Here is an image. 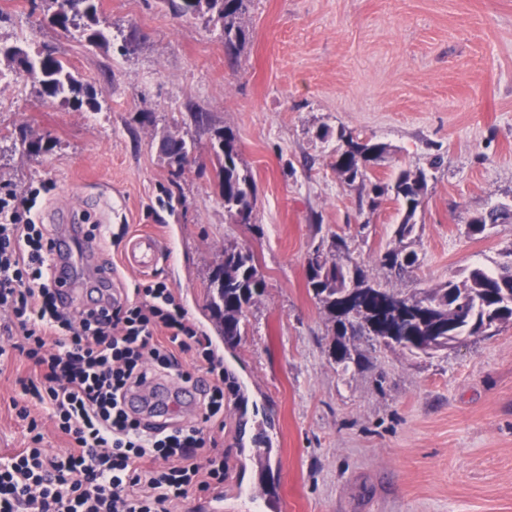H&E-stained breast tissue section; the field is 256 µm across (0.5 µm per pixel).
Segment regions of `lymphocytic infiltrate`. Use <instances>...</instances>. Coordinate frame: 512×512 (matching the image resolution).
<instances>
[{
    "instance_id": "lymphocytic-infiltrate-1",
    "label": "lymphocytic infiltrate",
    "mask_w": 512,
    "mask_h": 512,
    "mask_svg": "<svg viewBox=\"0 0 512 512\" xmlns=\"http://www.w3.org/2000/svg\"><path fill=\"white\" fill-rule=\"evenodd\" d=\"M28 196L0 194V364L32 370L21 390L65 436V452L42 448L28 407L29 444L0 466V512H177L188 497L224 484V362L189 322L164 282L109 296L97 311L57 301L50 252L57 234L29 219ZM209 378L202 423L185 426L130 414V391L177 375Z\"/></svg>"
}]
</instances>
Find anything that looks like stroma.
Returning <instances> with one entry per match:
<instances>
[{
	"mask_svg": "<svg viewBox=\"0 0 512 512\" xmlns=\"http://www.w3.org/2000/svg\"><path fill=\"white\" fill-rule=\"evenodd\" d=\"M48 5L0 0V42L53 51L100 108L41 97L0 58L12 79L0 85V185L34 194L37 217L85 205L111 227L94 264H79V287L104 262L128 292L161 280L211 336L234 385L224 394V512H240L245 488L272 493L265 512H512V322L430 356L349 336L345 367L307 286L317 248L404 295L499 271L512 250V0H251L233 59L220 24L175 16L165 0H101L111 34L96 45L51 28ZM218 129L235 134L252 177V223H234L215 189ZM173 132L191 143L176 175L159 150ZM346 135L386 145L371 180L427 176L406 278L382 264L400 205L345 182L336 159ZM24 137L51 146L27 156ZM496 206L507 217L471 234V218ZM141 232L172 241L173 257L129 268ZM230 245L254 253L266 289L228 348L206 278ZM28 374L19 357L0 372L2 465L27 444L13 404Z\"/></svg>",
	"mask_w": 512,
	"mask_h": 512,
	"instance_id": "stroma-1",
	"label": "stroma"
}]
</instances>
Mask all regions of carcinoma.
Returning a JSON list of instances; mask_svg holds the SVG:
<instances>
[{
	"label": "carcinoma",
	"mask_w": 512,
	"mask_h": 512,
	"mask_svg": "<svg viewBox=\"0 0 512 512\" xmlns=\"http://www.w3.org/2000/svg\"><path fill=\"white\" fill-rule=\"evenodd\" d=\"M172 11L181 17L209 13L221 23L224 50L234 58L246 41V30L239 18L245 13L248 0H168ZM99 0H82L79 10L73 13L53 12L50 23L67 33L86 20L83 34L88 43L97 45L106 40V33L98 27ZM0 57L17 65L16 71L35 79L42 95L98 108V102L89 93L82 80L59 57L50 53L30 57L20 45L0 43ZM172 148L163 153L169 166L178 170L187 163L189 146L182 136H171ZM216 160L217 187L224 206L231 208L245 203L254 207V200L246 198L245 188L252 186L251 176L238 167L236 139L232 131L216 134L213 144ZM385 151V145L370 140L358 141L348 136L345 149L338 155L336 168L345 176L348 184L366 177L367 164L377 160ZM426 175L401 171L391 183H374L371 193L379 198L393 192L399 202L402 219L394 228V236L402 242L410 237L414 217L423 204ZM501 214L491 210L471 219L469 230L483 232L487 225L496 223ZM383 265L397 278H403L417 266L418 256L404 245L386 252ZM353 273L355 281L366 287L351 309L340 305L339 297L348 287L347 273ZM307 283L315 297L334 323L336 340L333 357L346 364L352 360L351 352L341 338L368 336L385 345L387 332L394 331L397 346L412 353L431 354L445 350L463 337L483 336L493 326L512 321V269L505 266L500 273L475 268L465 281L452 280L425 292L421 296L410 295L403 301L412 303L417 310L396 317L385 301L389 290L370 282L358 267L345 268L336 263L327 265L326 260L307 265ZM266 283L259 273L253 252L245 248H224V259L209 273L206 283L207 309L216 321L219 332L229 345L236 344L246 329V312L255 299L262 295Z\"/></svg>",
	"instance_id": "1"
}]
</instances>
